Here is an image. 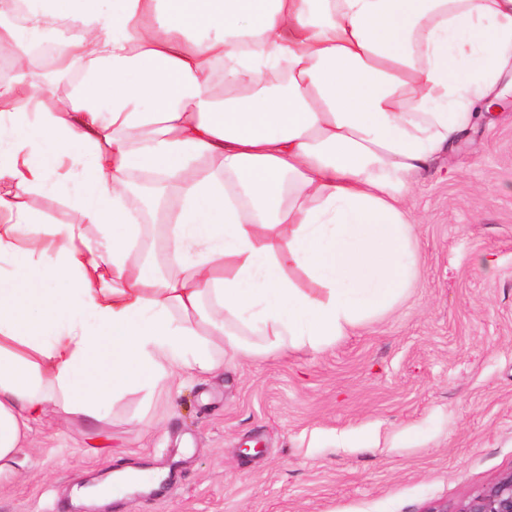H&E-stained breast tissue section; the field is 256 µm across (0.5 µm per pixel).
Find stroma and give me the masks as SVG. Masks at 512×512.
Listing matches in <instances>:
<instances>
[{"instance_id": "35a3bbf8", "label": "stroma", "mask_w": 512, "mask_h": 512, "mask_svg": "<svg viewBox=\"0 0 512 512\" xmlns=\"http://www.w3.org/2000/svg\"><path fill=\"white\" fill-rule=\"evenodd\" d=\"M67 194L22 198L79 223ZM408 206L417 278L391 312L319 352L228 357L129 393L99 422L48 413L0 474V512H426L512 469L511 90ZM353 429L363 447L343 446ZM128 468L164 479L107 504L80 497Z\"/></svg>"}]
</instances>
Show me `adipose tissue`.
Listing matches in <instances>:
<instances>
[{
    "label": "adipose tissue",
    "mask_w": 512,
    "mask_h": 512,
    "mask_svg": "<svg viewBox=\"0 0 512 512\" xmlns=\"http://www.w3.org/2000/svg\"><path fill=\"white\" fill-rule=\"evenodd\" d=\"M0 50L2 473L49 410L97 422L175 372L318 351L392 310L407 198L502 96L512 0H0ZM66 162L83 221L50 224L18 191ZM145 171L172 193L163 274L140 257ZM47 43L50 44V49L47 47ZM30 56H31V68L37 70L48 69L53 61L57 52V41H36L29 44Z\"/></svg>",
    "instance_id": "obj_1"
}]
</instances>
